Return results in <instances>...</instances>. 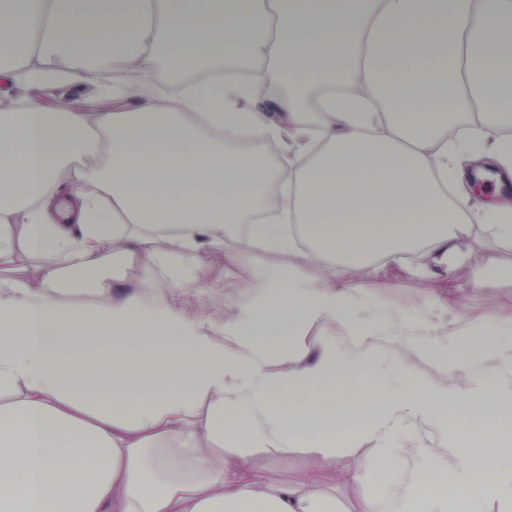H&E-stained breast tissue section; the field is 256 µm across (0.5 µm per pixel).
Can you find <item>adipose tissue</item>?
I'll return each mask as SVG.
<instances>
[{
  "label": "adipose tissue",
  "instance_id": "adipose-tissue-1",
  "mask_svg": "<svg viewBox=\"0 0 512 512\" xmlns=\"http://www.w3.org/2000/svg\"><path fill=\"white\" fill-rule=\"evenodd\" d=\"M14 44L0 81L93 85L115 106L0 110V257L20 246L36 268L0 280V512H336L323 488L372 475L316 464L271 489L252 450L388 454L422 420L446 428L431 457L454 466L432 486L387 469L388 495L361 512H477L490 488L512 512V464L460 429L512 422L484 337L460 336L454 358L439 338L407 346L397 388L334 385L400 332L356 318L336 267L450 276L474 225L512 242V194L477 206L470 191L480 169L512 174V0H0V45ZM132 64L148 85L197 79L125 108L97 77ZM247 64L253 80L207 81ZM265 85L283 91L273 111L238 109ZM229 240L256 255V293L217 327L161 275L204 281L199 250ZM270 251L323 274L259 262ZM110 257L137 262L132 289L104 284ZM280 334L281 350L261 342ZM420 357L470 385L415 376Z\"/></svg>",
  "mask_w": 512,
  "mask_h": 512
}]
</instances>
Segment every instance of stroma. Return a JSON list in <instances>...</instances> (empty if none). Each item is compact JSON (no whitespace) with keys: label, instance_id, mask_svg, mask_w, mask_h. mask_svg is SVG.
Returning <instances> with one entry per match:
<instances>
[{"label":"stroma","instance_id":"obj_1","mask_svg":"<svg viewBox=\"0 0 512 512\" xmlns=\"http://www.w3.org/2000/svg\"><path fill=\"white\" fill-rule=\"evenodd\" d=\"M460 249L469 259L456 269L450 281L411 274L396 266L375 268L369 265L337 268L336 278L353 292L358 317L368 320L398 317L404 329L417 338L434 322L444 321L451 328L467 331L481 323L485 316L502 317L499 326L502 344L492 349L489 357L495 365H508L512 362V324L506 323L505 318L512 315V242L493 240L477 227L461 242ZM484 255L495 259L497 272L486 271L480 262ZM198 262L207 271L205 282H195L191 274L177 272L171 278L173 287L169 294L188 299L193 312L208 317L215 325H222L226 307L253 294L249 279L240 273L241 267L251 265L252 257L240 254L238 264L233 265L226 260L223 251L204 248L198 253ZM378 344L375 369L339 374L337 386L374 384L382 380L405 341L386 336L379 339ZM446 442L443 428L431 422H420L401 437L399 448L389 459L384 457L377 441L368 440L317 457L306 448L296 449L285 458L258 450L252 456V463L274 483L300 479L316 461L326 468H360L370 472L379 471L388 461L393 467L418 478L431 479L441 466L429 461L426 451L442 447Z\"/></svg>","mask_w":512,"mask_h":512}]
</instances>
